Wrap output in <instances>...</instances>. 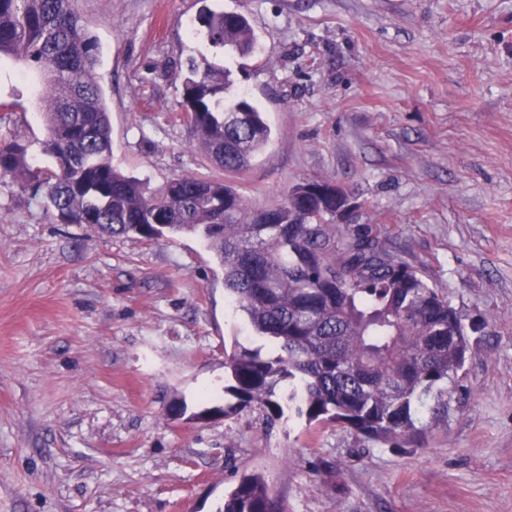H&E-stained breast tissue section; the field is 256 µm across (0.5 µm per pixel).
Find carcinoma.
<instances>
[{"mask_svg":"<svg viewBox=\"0 0 512 512\" xmlns=\"http://www.w3.org/2000/svg\"><path fill=\"white\" fill-rule=\"evenodd\" d=\"M210 46L252 55L256 37L237 12L204 11ZM23 63L42 80L37 108L52 168L34 170L27 146L0 142V176L43 190L65 224H95L109 235L199 232L224 268L232 315L271 348L235 343L224 367L237 404L224 414L257 408L270 421L288 402L315 422H334L366 438L417 445L431 418L448 412L449 385L468 359L466 327L448 299L418 269L387 250L376 224L336 233L326 216L343 201L300 184L271 209L248 206L231 181L264 150L271 129L245 98L224 104L230 70L202 58L182 82L187 126L218 174L185 175L147 192L112 165V128L97 80L98 44L81 23L75 0H0V59ZM243 104L247 112L233 108ZM264 479L244 475L221 512H274Z\"/></svg>","mask_w":512,"mask_h":512,"instance_id":"cac0c4a2","label":"carcinoma"}]
</instances>
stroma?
<instances>
[{
  "label": "stroma",
  "mask_w": 512,
  "mask_h": 512,
  "mask_svg": "<svg viewBox=\"0 0 512 512\" xmlns=\"http://www.w3.org/2000/svg\"><path fill=\"white\" fill-rule=\"evenodd\" d=\"M97 37L112 163L148 190L208 164L182 69L232 72L272 130L234 184L255 209L312 180L417 268L470 330L446 420L381 444L228 404L233 318L197 233L146 240L61 224L0 177V512H221L257 472L285 512H512V0H78ZM240 12L250 58L209 47L202 11ZM0 141L48 169L34 88L0 60ZM185 401L188 417L169 407Z\"/></svg>",
  "instance_id": "1"
}]
</instances>
